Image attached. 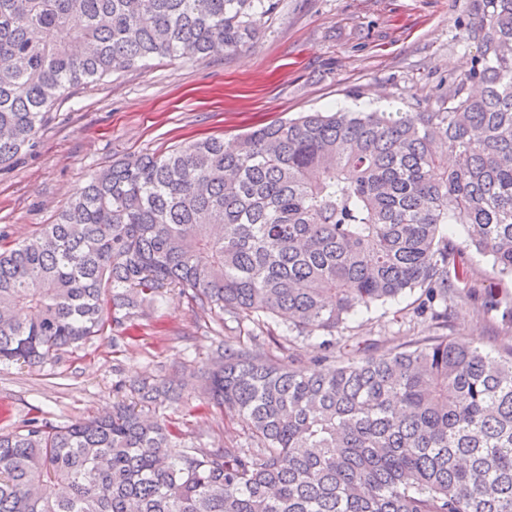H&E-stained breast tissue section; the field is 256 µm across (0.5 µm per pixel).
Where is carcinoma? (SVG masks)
<instances>
[{"mask_svg":"<svg viewBox=\"0 0 512 512\" xmlns=\"http://www.w3.org/2000/svg\"><path fill=\"white\" fill-rule=\"evenodd\" d=\"M480 55L444 112H308L94 174L54 224L0 241V364L57 361L168 288L283 319L328 353L360 308L468 278L447 224L512 276V0H474ZM276 0H0V170L71 92L251 44ZM106 416L0 432V512H512V357L446 336L284 370L211 351L202 391L247 441L186 445L146 379Z\"/></svg>","mask_w":512,"mask_h":512,"instance_id":"carcinoma-1","label":"carcinoma"}]
</instances>
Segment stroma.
Listing matches in <instances>:
<instances>
[{"label": "stroma", "mask_w": 512, "mask_h": 512, "mask_svg": "<svg viewBox=\"0 0 512 512\" xmlns=\"http://www.w3.org/2000/svg\"><path fill=\"white\" fill-rule=\"evenodd\" d=\"M473 12V0H278L261 38L241 50L199 61L158 59L76 90L0 174V235L13 242L34 237L93 174L117 160L208 136L232 142L303 112L442 111L451 79L480 52L467 37ZM446 230L465 247L471 271L448 300L447 327L417 316L426 300L417 289L352 315L338 331L343 342L370 338L387 351L445 335L477 341L503 358L512 353V278L467 246L464 225ZM489 289L499 299L492 311L481 304ZM254 336L281 365H320L318 338L229 318L219 328L179 289L169 290L57 362L0 365V431L33 417L65 425L103 414L120 385L175 379L184 400L161 414L179 423L187 444L243 442L248 421L202 405L201 375L215 340L246 343Z\"/></svg>", "instance_id": "35a3bbf8"}]
</instances>
